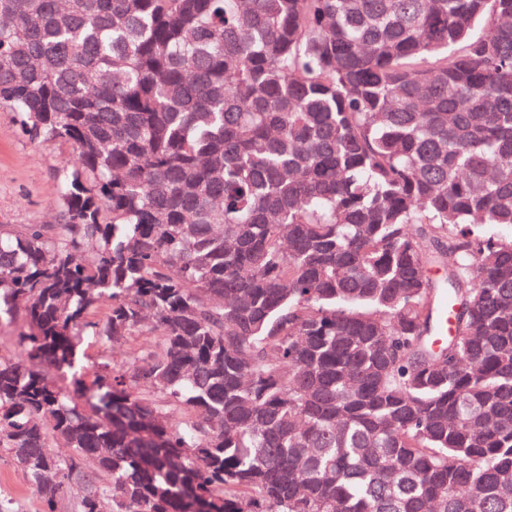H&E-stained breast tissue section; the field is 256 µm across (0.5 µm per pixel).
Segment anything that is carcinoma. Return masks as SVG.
Listing matches in <instances>:
<instances>
[{
    "label": "carcinoma",
    "instance_id": "carcinoma-1",
    "mask_svg": "<svg viewBox=\"0 0 512 512\" xmlns=\"http://www.w3.org/2000/svg\"><path fill=\"white\" fill-rule=\"evenodd\" d=\"M0 109L47 512H512V0H0ZM72 155L69 145L30 140L0 109V224H55L57 174Z\"/></svg>",
    "mask_w": 512,
    "mask_h": 512
}]
</instances>
